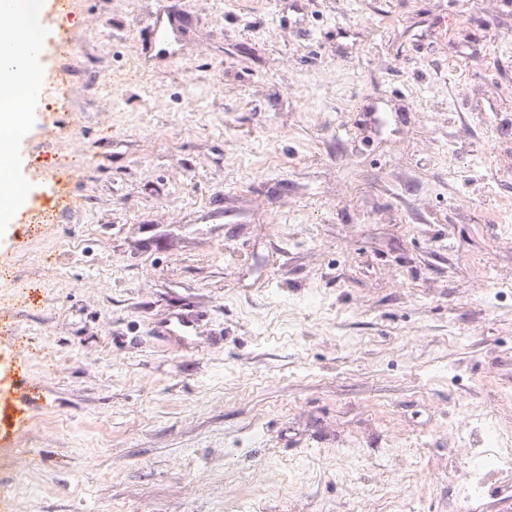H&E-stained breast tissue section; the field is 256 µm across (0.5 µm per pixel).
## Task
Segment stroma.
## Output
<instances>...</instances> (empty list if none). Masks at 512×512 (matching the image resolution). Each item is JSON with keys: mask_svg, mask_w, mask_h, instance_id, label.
<instances>
[{"mask_svg": "<svg viewBox=\"0 0 512 512\" xmlns=\"http://www.w3.org/2000/svg\"><path fill=\"white\" fill-rule=\"evenodd\" d=\"M39 8L76 48L8 151L9 512H512V0ZM177 21L170 17L164 18L163 15H159L155 18L152 24V37L154 45L158 47V51L161 53H169L166 48L170 44L172 36L177 34Z\"/></svg>", "mask_w": 512, "mask_h": 512, "instance_id": "stroma-1", "label": "stroma"}]
</instances>
